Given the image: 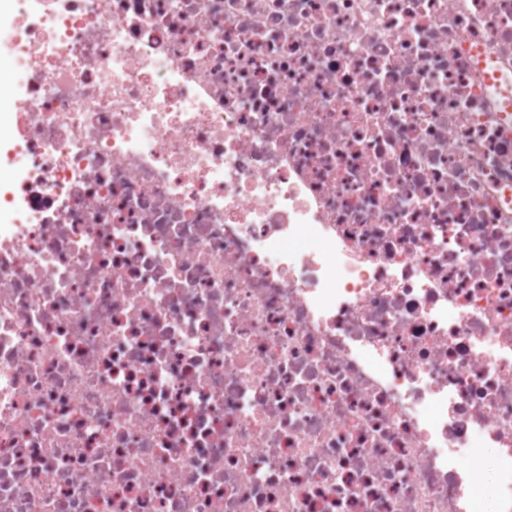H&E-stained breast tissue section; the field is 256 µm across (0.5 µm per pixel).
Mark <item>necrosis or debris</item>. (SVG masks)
Wrapping results in <instances>:
<instances>
[{"mask_svg": "<svg viewBox=\"0 0 512 512\" xmlns=\"http://www.w3.org/2000/svg\"><path fill=\"white\" fill-rule=\"evenodd\" d=\"M0 512H512V0H0Z\"/></svg>", "mask_w": 512, "mask_h": 512, "instance_id": "1", "label": "necrosis or debris"}]
</instances>
